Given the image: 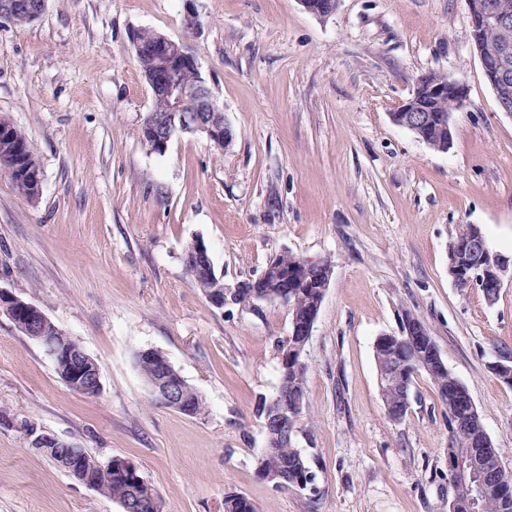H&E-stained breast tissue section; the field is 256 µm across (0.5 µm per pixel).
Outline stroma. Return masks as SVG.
Here are the masks:
<instances>
[{
  "label": "stroma",
  "mask_w": 512,
  "mask_h": 512,
  "mask_svg": "<svg viewBox=\"0 0 512 512\" xmlns=\"http://www.w3.org/2000/svg\"><path fill=\"white\" fill-rule=\"evenodd\" d=\"M194 11L202 27L187 33ZM185 41L235 132L229 148L179 134L165 152L138 132L153 94L130 41ZM469 0H48L37 21L0 20V113L42 168L30 200L0 171V289L77 340L102 391L71 390L51 357L0 313V512H123L32 449L46 433L98 461H132L164 512H448V423L425 372L389 418L374 342L411 309L512 469V279L495 300L459 288L448 247L479 226L512 253V116L469 39ZM466 86L447 149L392 113L420 77ZM209 248L224 285L261 277L286 252L333 274L305 345L307 407L295 438L314 480L278 489L258 474L259 400L280 386L279 302L213 307L184 250ZM162 352L201 395L186 416L158 400L136 363Z\"/></svg>",
  "instance_id": "1"
}]
</instances>
